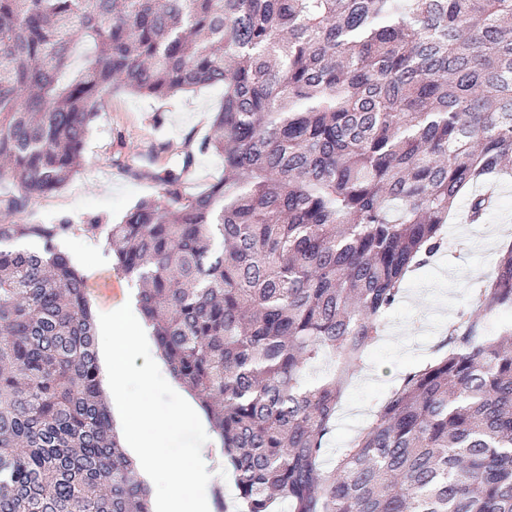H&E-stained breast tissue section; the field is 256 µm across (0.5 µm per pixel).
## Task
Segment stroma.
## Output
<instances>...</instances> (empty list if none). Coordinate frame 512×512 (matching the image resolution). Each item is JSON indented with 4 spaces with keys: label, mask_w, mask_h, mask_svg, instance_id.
Masks as SVG:
<instances>
[{
    "label": "stroma",
    "mask_w": 512,
    "mask_h": 512,
    "mask_svg": "<svg viewBox=\"0 0 512 512\" xmlns=\"http://www.w3.org/2000/svg\"><path fill=\"white\" fill-rule=\"evenodd\" d=\"M224 90L204 87L166 100H154L123 90L105 96L93 122L77 175L59 192L33 198L27 213L12 216L15 224L37 220L56 223L70 218L78 230L57 241L59 249L78 258V271L90 281L88 299L95 322L114 310L93 282L111 275L120 289L132 281L114 272L111 258L102 254L95 237L80 232L86 218L103 223L119 222L136 201L159 192L160 177L181 173L180 146L184 137H205L214 112L222 104ZM169 142L154 163L142 161L149 139ZM141 170L132 178L122 165ZM500 205L480 224L450 221L446 226L448 250L433 264L418 271L408 282L403 298L385 324V337L357 368L336 412V426L328 441L325 459L334 461L371 420L379 400L398 383L403 372L431 362L449 322L467 307L477 283L494 273L503 246L512 243V180L499 186Z\"/></svg>",
    "instance_id": "stroma-1"
}]
</instances>
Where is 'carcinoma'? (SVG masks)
<instances>
[{
  "instance_id": "1",
  "label": "carcinoma",
  "mask_w": 512,
  "mask_h": 512,
  "mask_svg": "<svg viewBox=\"0 0 512 512\" xmlns=\"http://www.w3.org/2000/svg\"><path fill=\"white\" fill-rule=\"evenodd\" d=\"M215 85L225 157L107 225L171 376L223 440L236 512H512V324L462 312L325 464L355 368L408 274L480 222L512 176V0H0V214L77 173L114 88ZM72 230L0 224V512H152L114 433ZM512 309V244L475 291ZM328 359L315 381L308 370ZM196 168L201 177L193 184H186L189 191L197 192L207 189L211 183L224 175V157L211 152L196 154Z\"/></svg>"
}]
</instances>
